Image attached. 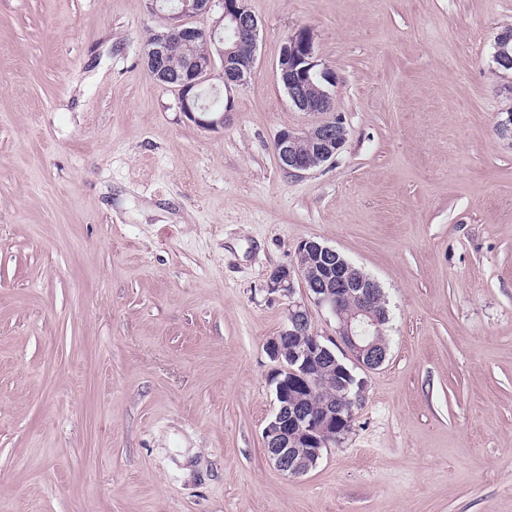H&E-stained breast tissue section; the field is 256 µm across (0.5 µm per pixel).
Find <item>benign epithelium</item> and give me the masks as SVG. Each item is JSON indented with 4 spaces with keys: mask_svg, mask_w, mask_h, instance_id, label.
Masks as SVG:
<instances>
[{
    "mask_svg": "<svg viewBox=\"0 0 512 512\" xmlns=\"http://www.w3.org/2000/svg\"><path fill=\"white\" fill-rule=\"evenodd\" d=\"M216 7L222 13L210 28L185 26V15L208 14ZM164 27L167 32L161 35L155 47L145 52L148 69L159 83L178 88L181 110L191 121L203 129L224 126V113L200 107L198 88L217 68L228 89L242 86L250 78L255 63L258 23L247 0H182L181 7L165 15ZM221 28L232 34V47L220 56L221 66L211 60L181 76L168 74L166 57L173 47L172 34H177L179 45L184 46L200 39L212 40ZM492 60L497 67L512 72V28L496 36ZM278 71L288 98L298 111L323 115L310 127L288 128L278 133L274 149L281 167L293 175L312 170V164L300 150L303 142L317 145L321 164L334 163L347 140V130L341 119L329 116L334 111L332 94L316 88L313 83L312 77L316 75L329 84L332 78L328 69L319 68L308 29H298L285 42ZM496 131L501 139L512 142V110L500 113ZM309 253L316 257V271L298 262L293 267L274 269L267 282L268 291L288 297L294 294L295 282H301L313 302L326 308L336 319V339L329 345L311 328L304 305L294 302L288 305L285 325L266 343L267 353L280 368L272 377L277 406L263 431L265 450L277 470L294 476L309 472L323 449L336 441V427L344 420L343 412L352 413L361 405L363 389L346 397L345 405L338 412L321 414L300 406L294 390L311 389L318 382L321 367L328 363L338 366L344 361L363 371L376 370L386 361L388 351V347L377 340L386 317V312L378 305L379 284L355 265L346 263L332 247L304 240L298 245L297 254ZM301 336L308 337L307 343L298 341Z\"/></svg>",
    "mask_w": 512,
    "mask_h": 512,
    "instance_id": "obj_1",
    "label": "benign epithelium"
}]
</instances>
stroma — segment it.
I'll return each instance as SVG.
<instances>
[{
	"mask_svg": "<svg viewBox=\"0 0 512 512\" xmlns=\"http://www.w3.org/2000/svg\"><path fill=\"white\" fill-rule=\"evenodd\" d=\"M244 86L204 130L144 62L149 0H0V512H512V0H248ZM307 27L347 141L295 176L277 76ZM390 308L350 431L302 476L263 430L269 293L299 242ZM492 60L498 68L512 72V28H506L496 36Z\"/></svg>",
	"mask_w": 512,
	"mask_h": 512,
	"instance_id": "1",
	"label": "stroma"
}]
</instances>
